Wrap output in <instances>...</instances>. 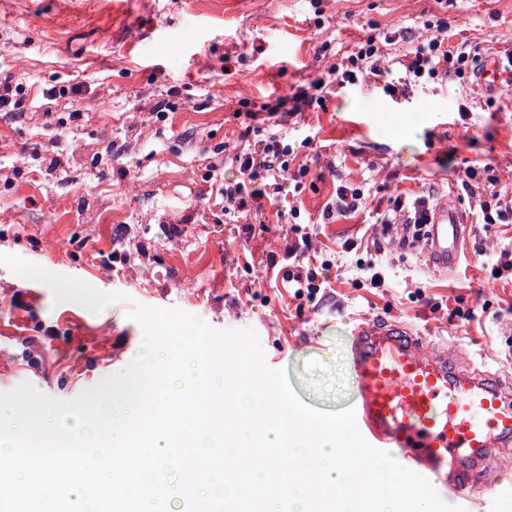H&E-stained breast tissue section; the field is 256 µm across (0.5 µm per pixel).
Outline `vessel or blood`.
I'll use <instances>...</instances> for the list:
<instances>
[{
	"label": "vessel or blood",
	"mask_w": 512,
	"mask_h": 512,
	"mask_svg": "<svg viewBox=\"0 0 512 512\" xmlns=\"http://www.w3.org/2000/svg\"><path fill=\"white\" fill-rule=\"evenodd\" d=\"M504 75L502 58L486 56L475 81L496 93ZM468 222L460 209H432L425 244L433 267L456 266ZM450 359L448 352L429 351L425 337L399 321L369 320L350 331L362 435L402 466L436 473L449 498L469 499L494 463L512 453V385Z\"/></svg>",
	"instance_id": "1"
}]
</instances>
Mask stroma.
Segmentation results:
<instances>
[{"instance_id": "stroma-1", "label": "stroma", "mask_w": 512, "mask_h": 512, "mask_svg": "<svg viewBox=\"0 0 512 512\" xmlns=\"http://www.w3.org/2000/svg\"><path fill=\"white\" fill-rule=\"evenodd\" d=\"M440 18L448 46L512 51V0H6L0 74L22 85L26 108L0 110V392L26 382L71 400L122 370L141 350L128 317L137 303L255 330L267 365L322 410L357 401L346 354L367 317L408 323L512 382V273H493L512 223H476L482 198L455 180L462 164L488 165L512 193V90L481 93L467 74L393 98L371 79L331 87L293 124L261 111L366 39L404 56ZM163 100L172 109L160 119ZM274 133L313 139L290 163L310 168L287 195L295 223L268 204L242 213L216 202L233 156ZM341 184L369 185L372 201L324 220ZM432 187L471 220L445 274L422 246L400 245L399 226L375 221L389 196ZM166 224L180 235L164 237ZM87 235L93 248L77 251ZM304 235L310 264L332 267L323 298L299 304L288 249ZM362 265L383 268L385 285L359 278ZM58 279L88 301L64 299Z\"/></svg>"}]
</instances>
